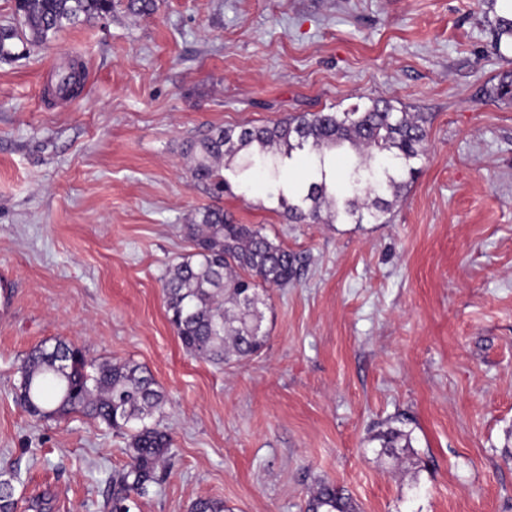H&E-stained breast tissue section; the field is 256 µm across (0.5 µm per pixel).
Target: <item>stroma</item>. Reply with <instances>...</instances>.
Returning a JSON list of instances; mask_svg holds the SVG:
<instances>
[{
  "label": "stroma",
  "mask_w": 512,
  "mask_h": 512,
  "mask_svg": "<svg viewBox=\"0 0 512 512\" xmlns=\"http://www.w3.org/2000/svg\"><path fill=\"white\" fill-rule=\"evenodd\" d=\"M487 0H155L0 60V470L17 512H102L127 440L79 414L37 420L18 368L58 337L135 362L166 397L167 474L136 512H512V50ZM75 58V99L52 91ZM385 99L431 117L427 157L385 224L289 223L276 184L221 204L301 253L271 291L264 349L188 354L163 284L210 199L184 144ZM411 434L399 460L376 438ZM350 497L336 486L322 483L308 500L307 512H349L353 511Z\"/></svg>",
  "instance_id": "obj_1"
}]
</instances>
